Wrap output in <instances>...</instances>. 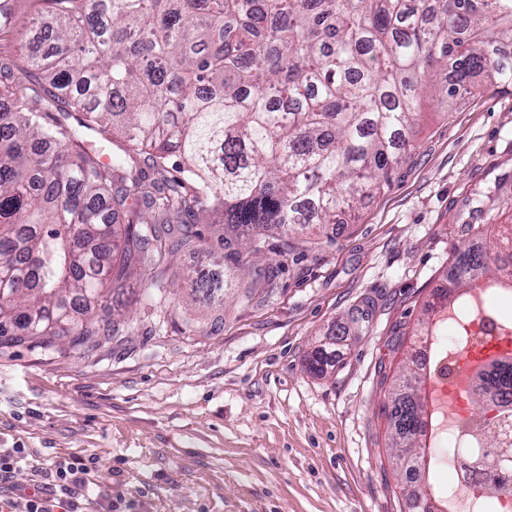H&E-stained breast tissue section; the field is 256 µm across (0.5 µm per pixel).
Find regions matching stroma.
Returning a JSON list of instances; mask_svg holds the SVG:
<instances>
[{
  "label": "stroma",
  "instance_id": "stroma-1",
  "mask_svg": "<svg viewBox=\"0 0 512 512\" xmlns=\"http://www.w3.org/2000/svg\"><path fill=\"white\" fill-rule=\"evenodd\" d=\"M389 188L312 249L270 238L278 276L220 310L178 298L208 252H180L121 295V336L69 354L0 349V448L24 458L9 501L43 471L92 459L80 512H412L385 438L387 389L422 337L475 227L512 224V87L425 102ZM369 318L357 320L359 310ZM335 337L334 365L307 369Z\"/></svg>",
  "mask_w": 512,
  "mask_h": 512
}]
</instances>
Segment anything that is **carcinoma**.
Here are the masks:
<instances>
[{"mask_svg":"<svg viewBox=\"0 0 512 512\" xmlns=\"http://www.w3.org/2000/svg\"><path fill=\"white\" fill-rule=\"evenodd\" d=\"M38 2L20 43L27 67L0 56V345L85 352L119 335L114 296L134 269L201 247L200 217L217 209L235 238L186 284L224 302L268 235L292 250L391 185L423 97L451 108L477 77L512 86V66L493 57L512 43V0ZM95 125L142 160L103 161L83 137ZM172 156L182 165L169 176ZM503 241L511 253L512 226L460 252L455 289L428 310H456ZM329 367L321 346L308 370ZM423 384L411 359L388 390L399 461ZM493 384L508 407L512 370ZM411 471L423 512L430 470L422 460Z\"/></svg>","mask_w":512,"mask_h":512,"instance_id":"obj_1","label":"carcinoma"}]
</instances>
